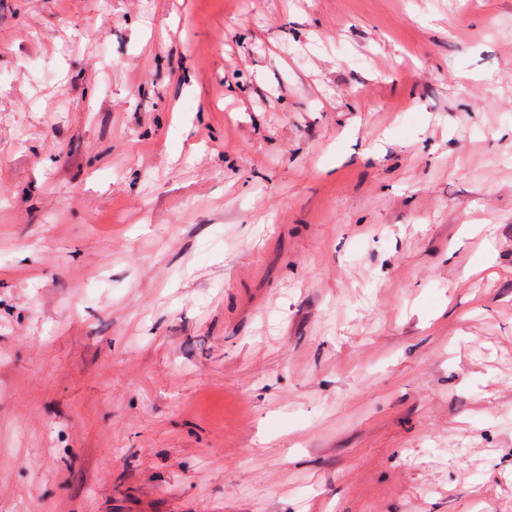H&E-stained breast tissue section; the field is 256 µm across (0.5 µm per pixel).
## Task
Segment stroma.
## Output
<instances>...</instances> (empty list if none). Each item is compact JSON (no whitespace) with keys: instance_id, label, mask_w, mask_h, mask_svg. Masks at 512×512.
<instances>
[{"instance_id":"obj_1","label":"stroma","mask_w":512,"mask_h":512,"mask_svg":"<svg viewBox=\"0 0 512 512\" xmlns=\"http://www.w3.org/2000/svg\"><path fill=\"white\" fill-rule=\"evenodd\" d=\"M0 512H512V0H0Z\"/></svg>"}]
</instances>
